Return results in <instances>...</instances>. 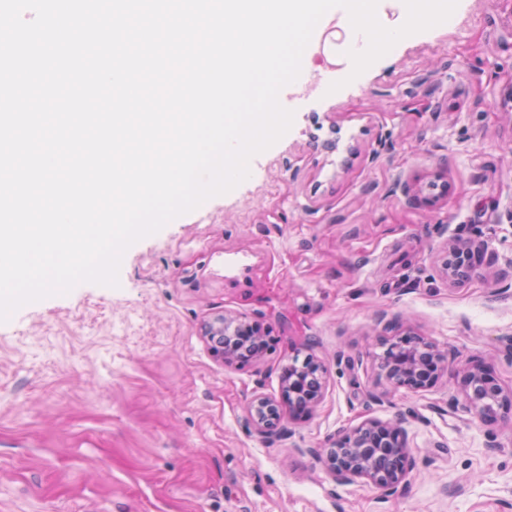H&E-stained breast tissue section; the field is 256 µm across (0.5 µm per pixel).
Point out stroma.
I'll use <instances>...</instances> for the list:
<instances>
[{
  "instance_id": "1",
  "label": "stroma",
  "mask_w": 512,
  "mask_h": 512,
  "mask_svg": "<svg viewBox=\"0 0 512 512\" xmlns=\"http://www.w3.org/2000/svg\"><path fill=\"white\" fill-rule=\"evenodd\" d=\"M292 109L246 181L127 249L118 287L0 322V512H512V408L480 421L443 380L383 391L377 359L382 318L512 391V0H459ZM457 237L488 274L445 278ZM225 313L270 326L259 360H215L203 330ZM310 353L323 401L258 435L250 401ZM397 416L415 467L396 494L312 454Z\"/></svg>"
}]
</instances>
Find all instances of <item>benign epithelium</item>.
Here are the masks:
<instances>
[{"label": "benign epithelium", "instance_id": "7a95c632", "mask_svg": "<svg viewBox=\"0 0 512 512\" xmlns=\"http://www.w3.org/2000/svg\"><path fill=\"white\" fill-rule=\"evenodd\" d=\"M484 252V245L471 238L452 240L444 274L450 281L469 276ZM204 335L216 343L212 351L227 367L244 363L246 357H259L270 340L269 327L264 323L227 314L205 324ZM393 350V362L380 364V383L387 390L420 391L445 377L457 384L462 409L484 421L496 418L495 407L512 406V392H505L482 364L454 370L442 350L420 345L418 336L398 337ZM326 375L325 365L316 356L308 354L301 362L293 358L281 376L280 400L255 397L247 410L249 425L257 434L270 438L280 433L283 418L297 420L311 415L324 398ZM316 457L336 482L363 481L389 494L407 483L414 466L400 418L364 421L342 432L333 447L316 453Z\"/></svg>", "mask_w": 512, "mask_h": 512}]
</instances>
